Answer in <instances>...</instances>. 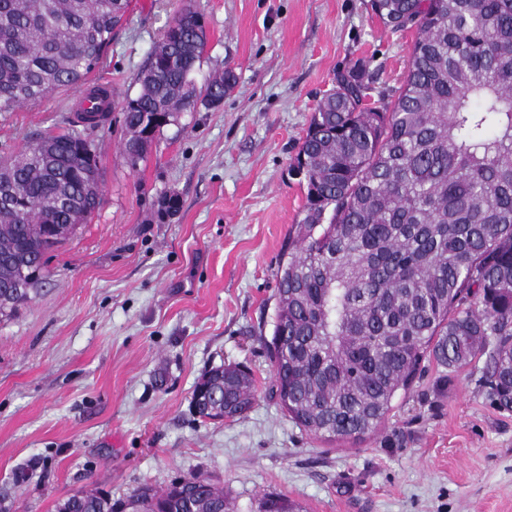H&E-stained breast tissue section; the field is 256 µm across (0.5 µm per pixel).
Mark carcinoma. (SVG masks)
Masks as SVG:
<instances>
[{"label":"carcinoma","mask_w":512,"mask_h":512,"mask_svg":"<svg viewBox=\"0 0 512 512\" xmlns=\"http://www.w3.org/2000/svg\"><path fill=\"white\" fill-rule=\"evenodd\" d=\"M0 0V112L79 86L101 61L130 0ZM394 31L414 28L405 83L391 107L367 105L358 67L336 75L318 103L291 171L306 200L277 270L269 344L272 395L301 430L356 440L382 423L399 393L433 360L453 372L486 355V382L512 409V0H371ZM207 35L187 8L166 25L122 105L130 168L155 136L197 101L218 105L231 73L197 89ZM95 109L67 119L0 161V319L32 299L47 255L99 209L88 131ZM27 267L28 287L12 284ZM259 399L239 364L206 371L197 416L247 414ZM259 512H302L277 494ZM224 488L189 476L112 499L80 490L56 512H229Z\"/></svg>","instance_id":"obj_1"}]
</instances>
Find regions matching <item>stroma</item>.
Wrapping results in <instances>:
<instances>
[{
  "mask_svg": "<svg viewBox=\"0 0 512 512\" xmlns=\"http://www.w3.org/2000/svg\"><path fill=\"white\" fill-rule=\"evenodd\" d=\"M202 18L197 87L236 83L216 108L163 127L130 168L119 110L94 132L102 201L49 258V279L0 322V512H55L77 490L119 498L201 475L232 512L267 493L304 512H512V411L494 404L485 360L426 363L378 429L329 442L300 430L269 390L276 272L306 184L291 163L337 73L361 64L382 107L404 84L415 30L370 0H132L87 85L122 102L168 21ZM75 88L0 112L12 158L79 108ZM176 212L159 213L162 197ZM246 365L261 393L244 416H195L201 375Z\"/></svg>",
  "mask_w": 512,
  "mask_h": 512,
  "instance_id": "1",
  "label": "stroma"
}]
</instances>
